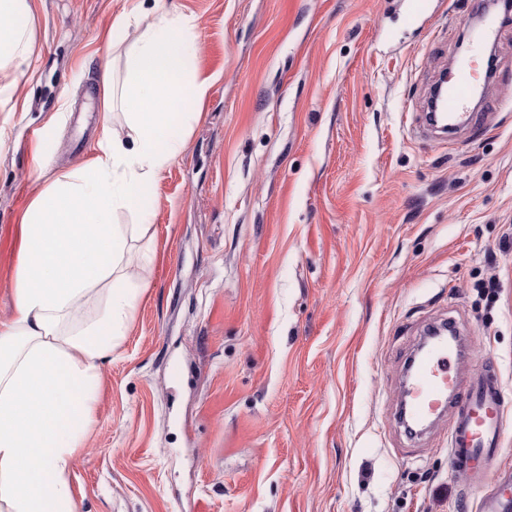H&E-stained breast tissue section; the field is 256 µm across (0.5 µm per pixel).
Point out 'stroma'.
Wrapping results in <instances>:
<instances>
[{
  "instance_id": "stroma-1",
  "label": "stroma",
  "mask_w": 512,
  "mask_h": 512,
  "mask_svg": "<svg viewBox=\"0 0 512 512\" xmlns=\"http://www.w3.org/2000/svg\"><path fill=\"white\" fill-rule=\"evenodd\" d=\"M194 15L212 79L148 191L123 272L141 290L101 366L69 472L77 512H477L488 484L448 462V418L399 420L426 327L455 319L465 366L494 362L512 476V26L456 147L415 132L479 0H163ZM133 0H34L23 105L0 103V320L19 219L95 154L100 74L123 81ZM495 281L487 301L480 287Z\"/></svg>"
}]
</instances>
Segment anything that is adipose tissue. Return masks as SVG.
I'll return each instance as SVG.
<instances>
[{"instance_id":"obj_1","label":"adipose tissue","mask_w":512,"mask_h":512,"mask_svg":"<svg viewBox=\"0 0 512 512\" xmlns=\"http://www.w3.org/2000/svg\"><path fill=\"white\" fill-rule=\"evenodd\" d=\"M32 0H0V101L29 81L33 55L25 21ZM141 8L118 27L141 25L126 57L122 94L104 70L105 108L121 103L125 135L103 122L97 153L36 194L20 219L14 313L0 321V512H76L67 478L94 415L100 364L125 336L137 291L121 271L128 230L117 212L149 223L148 188L179 156L190 120L199 118L210 82L190 69L194 16ZM94 318H75L97 289Z\"/></svg>"}]
</instances>
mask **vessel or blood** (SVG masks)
I'll return each mask as SVG.
<instances>
[{
  "label": "vessel or blood",
  "instance_id": "vessel-or-blood-1",
  "mask_svg": "<svg viewBox=\"0 0 512 512\" xmlns=\"http://www.w3.org/2000/svg\"><path fill=\"white\" fill-rule=\"evenodd\" d=\"M478 90L474 58L461 60L444 87L443 111L460 116L462 122L484 126L487 115L470 109ZM460 359L447 344L427 348L404 380L400 409L407 418L430 425L450 416L449 463L457 473L481 484L503 449L502 384L498 374L489 369L462 372ZM479 512H512V492L506 483L497 484L481 498Z\"/></svg>",
  "mask_w": 512,
  "mask_h": 512
}]
</instances>
